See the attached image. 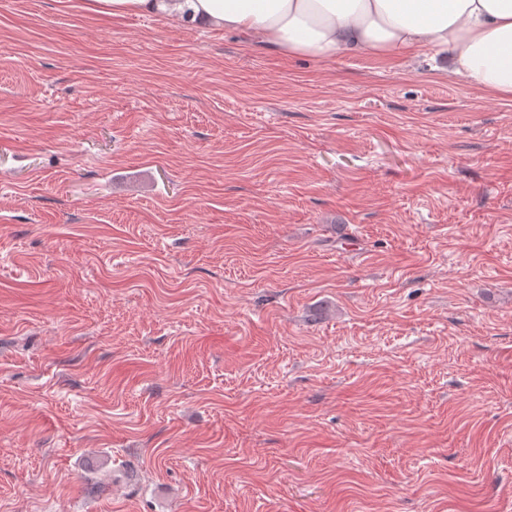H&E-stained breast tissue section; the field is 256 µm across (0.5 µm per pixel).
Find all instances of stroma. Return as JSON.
<instances>
[{
	"instance_id": "obj_1",
	"label": "stroma",
	"mask_w": 512,
	"mask_h": 512,
	"mask_svg": "<svg viewBox=\"0 0 512 512\" xmlns=\"http://www.w3.org/2000/svg\"><path fill=\"white\" fill-rule=\"evenodd\" d=\"M0 0V512H512V100Z\"/></svg>"
}]
</instances>
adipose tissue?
<instances>
[{"label": "adipose tissue", "instance_id": "adipose-tissue-1", "mask_svg": "<svg viewBox=\"0 0 512 512\" xmlns=\"http://www.w3.org/2000/svg\"><path fill=\"white\" fill-rule=\"evenodd\" d=\"M83 8L247 33L281 53L320 60L445 48L451 74L512 99V0H84Z\"/></svg>", "mask_w": 512, "mask_h": 512}]
</instances>
